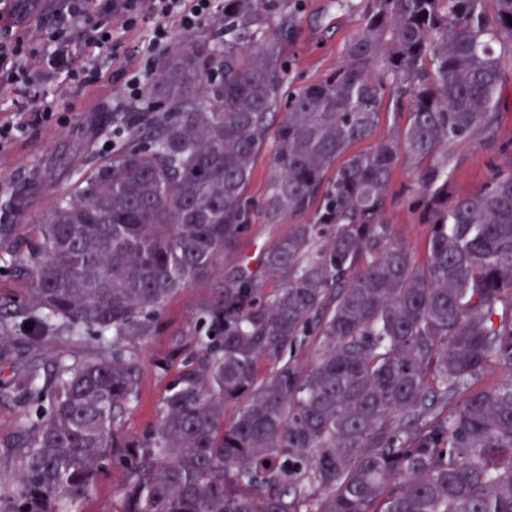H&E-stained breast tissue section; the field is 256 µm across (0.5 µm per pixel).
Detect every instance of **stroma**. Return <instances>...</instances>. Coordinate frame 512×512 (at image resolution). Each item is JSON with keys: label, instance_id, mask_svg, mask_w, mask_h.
Returning <instances> with one entry per match:
<instances>
[{"label": "stroma", "instance_id": "1", "mask_svg": "<svg viewBox=\"0 0 512 512\" xmlns=\"http://www.w3.org/2000/svg\"><path fill=\"white\" fill-rule=\"evenodd\" d=\"M59 5L60 0H39L37 8L21 7L0 17V22L8 24L24 40L25 67L41 92L54 103L51 119L38 121L34 118L36 101L0 88V126L21 122L26 125L22 135L0 141V201L13 203L11 221L19 226L15 240L0 250V264L9 262L18 268L14 274L0 271V334L8 336L12 348L10 357L0 359V385L15 377L28 354V231L45 215L54 197L74 187L79 172L86 167L85 144H92L97 156L109 154L110 140L96 137L95 129L106 113L122 111L128 99L127 81L144 72V50L159 23L148 13L137 25L126 27L111 14L90 12L65 32V63L53 69L41 45L56 27L55 11ZM360 26V10L342 14L332 10L330 0H302L300 32L285 50L290 80L303 85L336 69L344 43ZM101 29L111 31L112 41L104 48H92L90 37ZM84 68L95 70L93 82L71 79V71ZM495 169H512V150L495 153L472 142L456 144L449 194L478 190ZM388 219L417 260H424L429 225L420 223L416 212L406 207L390 211ZM288 230L285 223L250 224L235 245L218 256L215 276L197 280L175 294L154 317L150 336L124 343L126 354L135 358L140 373L139 398L129 406L123 420L126 438L139 440L154 430L164 398L184 373L200 366V340L207 330L203 311L217 299L225 278L246 269L258 270L264 252ZM41 347L43 373L48 376L56 360L77 362L95 344L90 340L74 342L66 334L52 333L42 336ZM126 479L124 467L108 464L88 495L73 505V512H112Z\"/></svg>", "mask_w": 512, "mask_h": 512}]
</instances>
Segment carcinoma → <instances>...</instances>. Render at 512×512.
<instances>
[{"instance_id": "obj_1", "label": "carcinoma", "mask_w": 512, "mask_h": 512, "mask_svg": "<svg viewBox=\"0 0 512 512\" xmlns=\"http://www.w3.org/2000/svg\"><path fill=\"white\" fill-rule=\"evenodd\" d=\"M362 2L336 70L292 89L300 0H222L209 32L161 53L145 94L100 126L112 151L28 241L33 326L98 346L45 388L39 356L17 372L9 390L48 407L10 450L0 512H65L107 462L127 471L112 512H512V376L480 385L512 371V170L448 196L454 145L512 147L497 112L512 0ZM385 101L393 124L378 137ZM402 158L415 182L395 192ZM405 204L430 225L422 263L385 220ZM259 217L288 220V235L262 271L224 281L202 366L152 433L125 438L138 370L118 342L146 335ZM307 336L310 365L258 377ZM276 148V137L272 136L266 148L257 156L254 165V172L248 187L247 194L256 201L265 193L267 185V174L270 160Z\"/></svg>"}]
</instances>
